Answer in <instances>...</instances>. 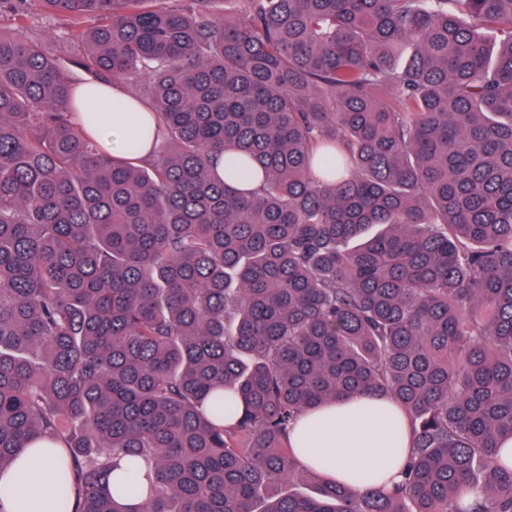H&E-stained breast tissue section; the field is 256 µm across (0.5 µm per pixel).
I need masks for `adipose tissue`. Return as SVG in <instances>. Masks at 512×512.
I'll return each mask as SVG.
<instances>
[{"instance_id": "1", "label": "adipose tissue", "mask_w": 512, "mask_h": 512, "mask_svg": "<svg viewBox=\"0 0 512 512\" xmlns=\"http://www.w3.org/2000/svg\"><path fill=\"white\" fill-rule=\"evenodd\" d=\"M81 111L91 113L88 131L113 151L138 142L139 158L153 155L157 124L148 107L121 84L82 85L76 91ZM412 428L407 414L390 398L356 393L305 410L290 427L289 446L306 469L321 470L334 482L355 488L388 490L401 483L411 455ZM54 453L39 449L22 455L0 475V503L7 512H57ZM153 473L145 466L116 462L111 486L136 504L149 497Z\"/></svg>"}]
</instances>
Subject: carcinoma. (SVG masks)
I'll return each mask as SVG.
<instances>
[{
  "label": "carcinoma",
  "instance_id": "cac0c4a2",
  "mask_svg": "<svg viewBox=\"0 0 512 512\" xmlns=\"http://www.w3.org/2000/svg\"><path fill=\"white\" fill-rule=\"evenodd\" d=\"M40 2L157 139L90 137L0 0V475L48 444L68 512H512V0ZM358 391L410 419L392 492L288 448ZM153 472L143 464L137 467L132 466L127 459L117 461L112 471L111 489L138 506L149 497L151 484L153 483Z\"/></svg>",
  "mask_w": 512,
  "mask_h": 512
}]
</instances>
